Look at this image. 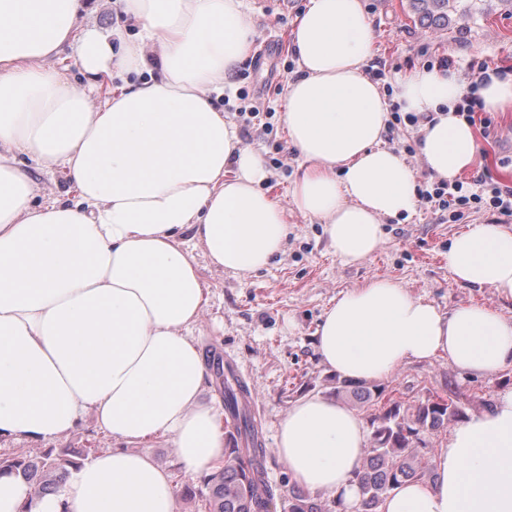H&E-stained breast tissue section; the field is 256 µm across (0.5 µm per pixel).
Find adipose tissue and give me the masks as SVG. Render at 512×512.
I'll use <instances>...</instances> for the list:
<instances>
[{
    "label": "adipose tissue",
    "mask_w": 512,
    "mask_h": 512,
    "mask_svg": "<svg viewBox=\"0 0 512 512\" xmlns=\"http://www.w3.org/2000/svg\"><path fill=\"white\" fill-rule=\"evenodd\" d=\"M84 8L0 0V441L50 444L90 415L120 445L50 494L0 471V512H179L150 442L169 438L192 474H213L224 458L223 415L203 397L209 370L194 335L209 301L201 266L252 273L288 237L262 188L267 168L214 104L250 53L253 22L243 0H119L124 22L102 32L80 24ZM373 37L362 0H308L285 91L303 168L292 203L325 224L345 265L371 258L384 221L417 205L405 157L384 145L391 102L434 114L420 154L436 177L457 178L479 151L456 114V79L416 69L387 96L366 72ZM69 44L87 87L53 64ZM116 72L141 80L93 105L100 77ZM28 160L60 172L73 198L35 202ZM448 268L512 302V230L468 225L450 242ZM314 345L344 379L440 357L488 379L512 367V318L479 304L447 313L375 278L337 298ZM368 445L360 415L318 395L288 408L276 438L293 484L345 512ZM431 464L432 481L400 483L380 512H512V388L457 423Z\"/></svg>",
    "instance_id": "adipose-tissue-1"
}]
</instances>
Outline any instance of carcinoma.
I'll return each instance as SVG.
<instances>
[{
  "label": "carcinoma",
  "mask_w": 512,
  "mask_h": 512,
  "mask_svg": "<svg viewBox=\"0 0 512 512\" xmlns=\"http://www.w3.org/2000/svg\"><path fill=\"white\" fill-rule=\"evenodd\" d=\"M457 0H410V7L420 22L448 24V11L455 9ZM336 397L349 396L373 407L381 405L369 420L370 448L355 474L359 488L356 512H379L384 497L402 480L434 479L431 465L419 461V449L426 447L425 436L448 425L462 414L450 398L423 395L412 402L383 399V390L370 388L363 382L338 380ZM247 394L242 381L224 383V408L232 419L233 436L224 448L220 470L207 478L209 494L205 498L206 512H276L275 494L265 479L263 460L266 450L258 438L249 410L239 406ZM77 465L65 453L49 449L40 456L23 451L1 458L0 471L15 470L42 493H54ZM283 512H327L304 490L294 486L281 502Z\"/></svg>",
  "instance_id": "carcinoma-1"
}]
</instances>
